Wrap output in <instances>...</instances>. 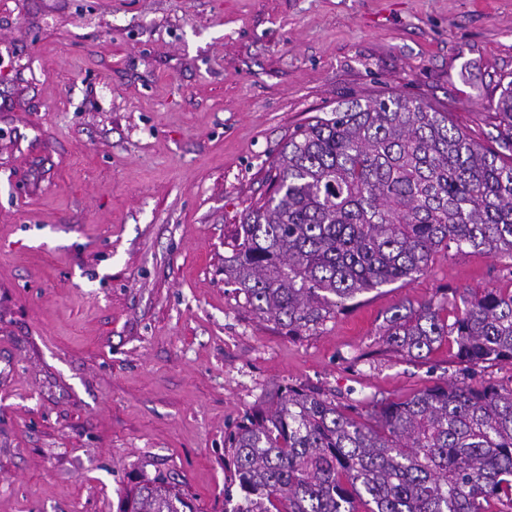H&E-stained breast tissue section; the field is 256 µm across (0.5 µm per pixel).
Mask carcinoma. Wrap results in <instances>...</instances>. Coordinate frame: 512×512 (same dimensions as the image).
<instances>
[{
	"label": "carcinoma",
	"instance_id": "1",
	"mask_svg": "<svg viewBox=\"0 0 512 512\" xmlns=\"http://www.w3.org/2000/svg\"><path fill=\"white\" fill-rule=\"evenodd\" d=\"M495 105L501 150L441 106L389 94L315 117L271 164L272 195L240 224L224 276L290 336L357 295L406 282L455 247L512 260V80ZM430 300L385 319V343L418 358L448 340L469 369L512 364V292ZM232 512H512V387L436 382L353 415L290 387L224 440ZM159 479L122 512H180Z\"/></svg>",
	"mask_w": 512,
	"mask_h": 512
}]
</instances>
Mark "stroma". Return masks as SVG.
I'll list each match as a JSON object with an SVG mask.
<instances>
[{"label": "stroma", "mask_w": 512, "mask_h": 512, "mask_svg": "<svg viewBox=\"0 0 512 512\" xmlns=\"http://www.w3.org/2000/svg\"><path fill=\"white\" fill-rule=\"evenodd\" d=\"M512 0H0V512H119L164 476L224 512V439L288 386L367 413L466 373L386 347L398 305L512 291L435 253L291 336L224 280L289 135L383 94L498 149Z\"/></svg>", "instance_id": "stroma-1"}]
</instances>
